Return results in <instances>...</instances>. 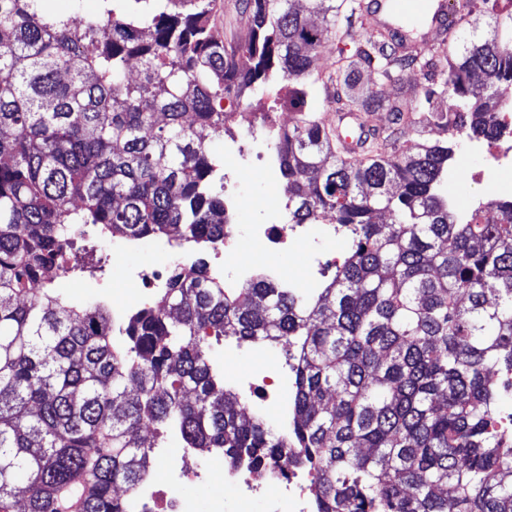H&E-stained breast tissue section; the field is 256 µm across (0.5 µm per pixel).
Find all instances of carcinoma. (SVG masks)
<instances>
[{
    "label": "carcinoma",
    "instance_id": "cac0c4a2",
    "mask_svg": "<svg viewBox=\"0 0 512 512\" xmlns=\"http://www.w3.org/2000/svg\"><path fill=\"white\" fill-rule=\"evenodd\" d=\"M79 2L57 13L48 0H0V512H12L19 475L23 512H125L115 488L149 475V424L232 469H309L318 512H512V434L491 429L498 375L512 376V203L463 218L438 192L448 141L492 139L509 111L496 86L512 82V10L456 0L448 39L418 57L353 41L362 0H242L249 27L231 45L210 27L214 0L99 15ZM331 39L336 58L317 77L328 98L392 117L361 160L307 104ZM414 68L419 87L403 80ZM364 70L396 93L359 87ZM275 79L295 112L263 125L288 223L351 232L333 279L315 296L267 277L226 288L199 260L120 322L100 304L63 305L54 270L78 224L129 240L224 237L211 131L232 121L224 101ZM429 125L446 139L400 152L404 129ZM211 334L295 345L287 433L245 418L224 391Z\"/></svg>",
    "mask_w": 512,
    "mask_h": 512
}]
</instances>
